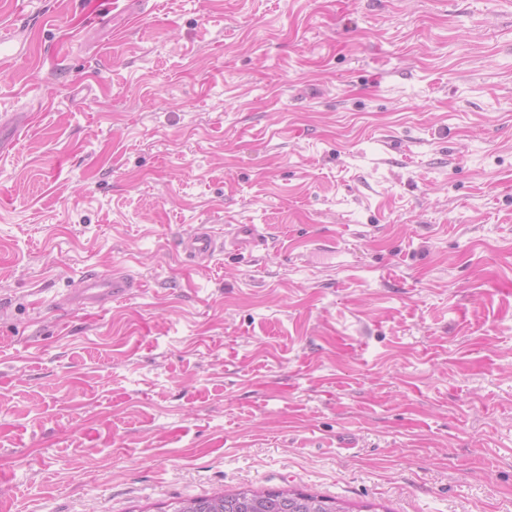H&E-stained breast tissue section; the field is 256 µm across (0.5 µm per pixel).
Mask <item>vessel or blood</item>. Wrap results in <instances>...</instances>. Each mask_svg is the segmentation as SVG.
<instances>
[{
    "label": "vessel or blood",
    "instance_id": "1",
    "mask_svg": "<svg viewBox=\"0 0 512 512\" xmlns=\"http://www.w3.org/2000/svg\"><path fill=\"white\" fill-rule=\"evenodd\" d=\"M261 233L254 224L235 225L231 232H218L209 224H198L181 234L177 241L186 261L199 268L208 267L215 257L226 249L243 253L251 251ZM143 282L125 269L109 273H90L77 279L70 291L71 303L76 307L101 306L141 290Z\"/></svg>",
    "mask_w": 512,
    "mask_h": 512
}]
</instances>
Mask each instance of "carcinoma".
<instances>
[{
  "label": "carcinoma",
  "instance_id": "obj_1",
  "mask_svg": "<svg viewBox=\"0 0 512 512\" xmlns=\"http://www.w3.org/2000/svg\"><path fill=\"white\" fill-rule=\"evenodd\" d=\"M171 512H353L349 503L295 487L240 489L180 499Z\"/></svg>",
  "mask_w": 512,
  "mask_h": 512
}]
</instances>
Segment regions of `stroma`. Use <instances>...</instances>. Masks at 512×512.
Instances as JSON below:
<instances>
[{
    "instance_id": "1",
    "label": "stroma",
    "mask_w": 512,
    "mask_h": 512,
    "mask_svg": "<svg viewBox=\"0 0 512 512\" xmlns=\"http://www.w3.org/2000/svg\"><path fill=\"white\" fill-rule=\"evenodd\" d=\"M0 512L290 485L512 512V4L0 0ZM261 224L207 268L194 224ZM142 290L68 302L86 271Z\"/></svg>"
}]
</instances>
